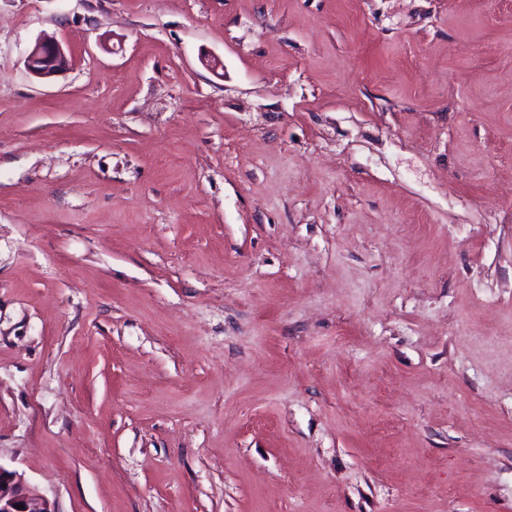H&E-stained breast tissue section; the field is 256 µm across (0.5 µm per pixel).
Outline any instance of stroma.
<instances>
[{
	"label": "stroma",
	"mask_w": 512,
	"mask_h": 512,
	"mask_svg": "<svg viewBox=\"0 0 512 512\" xmlns=\"http://www.w3.org/2000/svg\"><path fill=\"white\" fill-rule=\"evenodd\" d=\"M0 465L512 512V0H0ZM26 69L39 79H50L67 70L70 61L61 43L53 38L36 40L25 57Z\"/></svg>",
	"instance_id": "obj_1"
}]
</instances>
